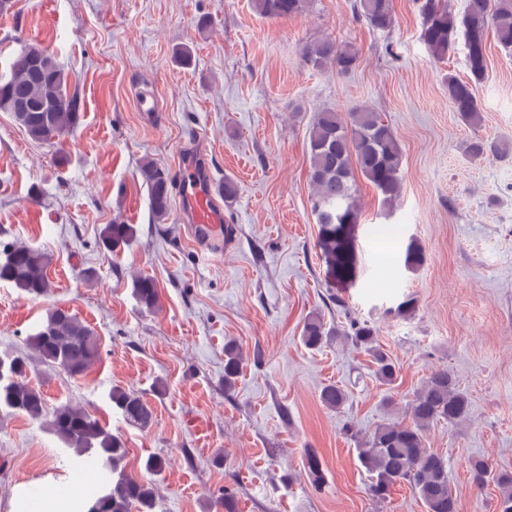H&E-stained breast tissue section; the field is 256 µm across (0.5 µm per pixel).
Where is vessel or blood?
<instances>
[{"label":"vessel or blood","instance_id":"obj_1","mask_svg":"<svg viewBox=\"0 0 512 512\" xmlns=\"http://www.w3.org/2000/svg\"><path fill=\"white\" fill-rule=\"evenodd\" d=\"M179 171L182 218L199 248L211 250L230 232V218L218 201L222 186L209 170L198 167L192 155L180 154Z\"/></svg>","mask_w":512,"mask_h":512}]
</instances>
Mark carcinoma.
<instances>
[{
    "label": "carcinoma",
    "instance_id": "cac0c4a2",
    "mask_svg": "<svg viewBox=\"0 0 512 512\" xmlns=\"http://www.w3.org/2000/svg\"><path fill=\"white\" fill-rule=\"evenodd\" d=\"M422 19L420 37L430 52L443 58L457 35L467 48L469 76H446L448 102L463 122H481V108L475 87L488 70L487 37L494 38L505 53L512 54V0H467L457 12L451 0H418ZM254 9L264 17L285 18L305 12L308 0H253ZM356 16L374 30H387L394 23L393 0H354ZM306 65L328 67L345 73L355 67L358 49L351 44L321 40L302 50ZM0 111L8 112L27 135L39 143L59 144L80 121V101L68 90L67 79L54 58L41 46L21 44L10 64L9 73L0 77ZM473 159L502 156L506 147L498 141L476 138L467 147ZM307 155L313 211L319 224L317 245L327 266V276L348 282L357 276L358 262L354 240L344 225L359 223L354 195L356 175H362L382 196L385 205L399 200L402 191L404 155L392 128L379 113L365 104L346 112L322 110L316 113L307 134ZM147 185L150 206L157 220L168 216L174 184L167 170L151 159L140 167ZM136 238L132 224H106L100 241L113 252ZM51 256L26 243L0 245V282L9 283L32 298L50 292L47 268ZM423 263L419 242L409 240L405 264L415 269ZM132 293L138 305L152 311L159 306L158 281L146 275L132 280ZM417 307L412 295H405L387 314L407 318ZM338 338L363 350L374 364L375 378L385 386L397 380L393 359L378 343L375 329L367 322L352 321L349 328H330L320 316H308L302 327V341L318 348ZM30 353L0 351V410L21 413L33 420L50 417L49 430L65 447L82 457L94 452L102 461L101 486L88 492L79 505L80 512H156L154 483L129 475L123 462L127 449L122 440L89 411L65 404L48 409L40 390L28 381L34 363L61 369L72 376L86 374L100 358L99 337L78 317L62 308L50 310L35 333L26 338ZM243 358L231 343L224 346V386L235 384ZM321 402L340 408L345 391L333 384L321 390ZM110 400L124 421L139 428L149 427L154 410L141 395L114 388ZM471 400L454 375L446 369L430 373L416 391L408 407L409 422L385 420L363 440L358 448L361 464L371 475L369 493L384 501L392 488L410 485L423 501L427 512H457V499L448 481V465L442 456L425 448L427 431L438 424L458 427L470 415ZM305 466L313 484H323V465L309 451ZM472 483L483 489L489 485L499 491L498 512H512V471L497 469L488 461L474 457L469 464Z\"/></svg>",
    "mask_w": 512,
    "mask_h": 512
}]
</instances>
